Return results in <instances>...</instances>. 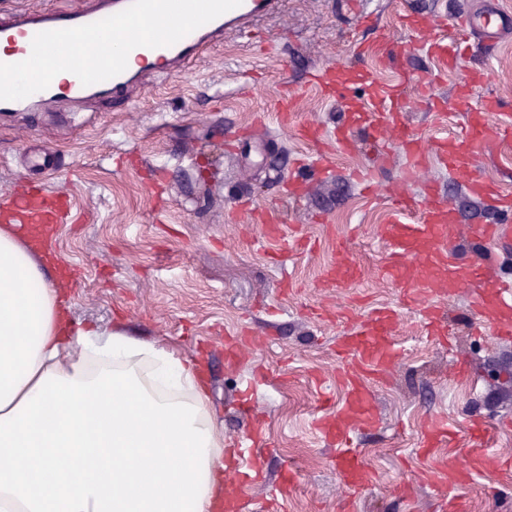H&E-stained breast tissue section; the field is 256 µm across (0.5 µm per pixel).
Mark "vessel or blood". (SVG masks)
Returning <instances> with one entry per match:
<instances>
[{"label": "vessel or blood", "instance_id": "obj_1", "mask_svg": "<svg viewBox=\"0 0 512 512\" xmlns=\"http://www.w3.org/2000/svg\"><path fill=\"white\" fill-rule=\"evenodd\" d=\"M282 0H242L241 4L214 20L195 29L171 46L157 48L137 47L132 57L142 59L139 67L126 68L120 74L84 86L78 77H70L60 84L49 85L45 90L16 101H0V112H21L57 99L79 101L90 92H100L113 99H129L134 85L146 77L163 78L179 67L198 59L217 39L226 33L250 35L256 22L279 11ZM131 0H91L89 8L77 13L23 10L0 17V63H18L26 60L32 49V40L38 33L74 28L102 20L126 9ZM438 34L429 44V51L443 69L453 71L472 49L489 54L501 39L512 33V14L494 6L474 10L460 5L451 14L434 19ZM330 97L338 99L345 107L336 124L323 128L311 124L303 128L305 138L335 144L337 150L350 151L356 143L357 133H364L373 140H382L390 130L400 131L398 103L400 89L383 86L374 93L375 102H364L348 93L342 72L323 68L311 76ZM512 115V100L483 98L477 100L466 113V129L462 133L434 142L433 149L441 163L450 172L468 176V190L475 198L492 204L499 213L497 223L469 226L466 241L479 267H491L496 262L495 250L502 243L512 241V195L503 194L490 180L478 176L474 168L478 159L491 144L512 136V118L498 122V115ZM401 145L405 155L403 177L413 180L425 163V155L409 134L402 133ZM399 211L415 215L411 224H385L380 228L382 238L394 248V258L383 270L384 276L396 282L403 290L408 304L418 307L428 321L430 335L446 336L447 328L439 321V309L433 298L462 275L468 274L471 265L457 262L451 248L458 237L456 219L447 202L437 192H429L423 203L411 198L396 200ZM71 215L70 197L65 190H48L45 185L24 179H15L9 194L0 199V221L11 224H62ZM426 252L424 263L414 265L403 262L406 254ZM484 286L487 296L475 301L478 313L487 314L491 321V334L499 339L512 338V274L487 277ZM395 312L389 308L374 309L352 332L341 338L337 345L340 356L351 359L352 365L343 370L346 400L342 411L333 418L317 421L320 437L337 448L336 465L344 480L354 490H361L367 481V467L360 452L351 446L355 433L372 429L377 422L376 407L371 391L366 386L368 378L378 376L396 356L392 341ZM489 430L480 421L469 430V441L477 454L473 460L477 468H497L501 459L484 454ZM455 434L447 422L431 421L416 453L430 455L435 449L453 447ZM256 470L235 472L236 485L233 496L224 500L226 512H269L268 505L255 504L250 490L258 483Z\"/></svg>", "mask_w": 512, "mask_h": 512}]
</instances>
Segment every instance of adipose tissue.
<instances>
[{
    "instance_id": "adipose-tissue-1",
    "label": "adipose tissue",
    "mask_w": 512,
    "mask_h": 512,
    "mask_svg": "<svg viewBox=\"0 0 512 512\" xmlns=\"http://www.w3.org/2000/svg\"><path fill=\"white\" fill-rule=\"evenodd\" d=\"M63 288L0 226V512H212L224 429L197 362L74 326Z\"/></svg>"
}]
</instances>
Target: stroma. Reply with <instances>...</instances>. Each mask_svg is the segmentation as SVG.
Listing matches in <instances>:
<instances>
[{
  "label": "stroma",
  "instance_id": "stroma-1",
  "mask_svg": "<svg viewBox=\"0 0 512 512\" xmlns=\"http://www.w3.org/2000/svg\"><path fill=\"white\" fill-rule=\"evenodd\" d=\"M378 25L357 28L341 0H283L260 19L252 38L226 34L194 64L150 79L128 103L110 97L54 101L34 112L0 114V196L21 175L65 189L74 201L71 222L54 243L74 322L125 325L130 336L163 339L204 363L211 404L224 434L246 439L250 418L240 409L248 390L262 415L265 442L258 465L265 483L254 500L269 498L285 468L298 478L279 512H439L438 491L424 480L427 459L412 455L429 419L446 417L456 434L453 466L467 469L469 512H512L496 488L512 468L471 467L474 420L493 433L491 453L512 459V339L483 333L472 312L481 289L459 281L437 298L450 325L449 343L427 340L419 313L382 276L388 249L379 227L396 220V194L424 198L437 185L459 228L491 224L494 207L473 199L466 176H449L432 140L453 131L462 108L458 85L482 71L475 97L512 98V37L492 57L472 53L456 71L438 73L423 47L435 28L408 31L403 10L431 16L450 0H372ZM403 42V68L378 55L355 61L357 45L380 32ZM369 72L374 86L400 84L399 111L426 163L403 181V153L388 141L390 158L375 167L364 142L334 157L329 178L290 194L299 165L321 149L304 140L306 123L331 125L339 104L312 84L320 67ZM426 80L419 92L416 80ZM371 183L360 179L368 168ZM287 213L299 244L286 249L277 235L260 237L255 216ZM358 266L352 283L327 286L338 251ZM379 306L397 310L395 362L369 382L379 423L356 443L370 482L352 494L336 470V450L318 437L322 399H345L338 377L337 341ZM246 347L238 363L225 361V338Z\"/></svg>",
  "mask_w": 512,
  "mask_h": 512
}]
</instances>
